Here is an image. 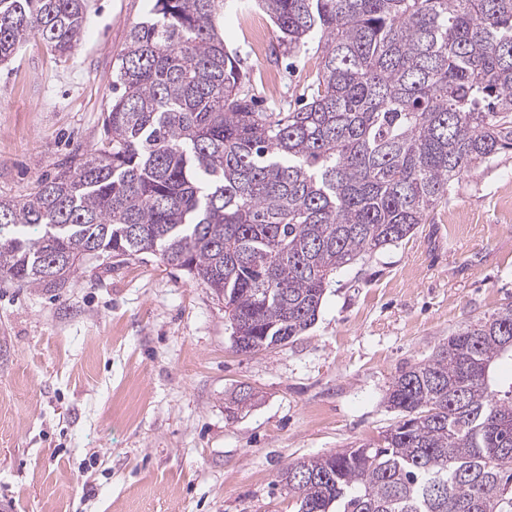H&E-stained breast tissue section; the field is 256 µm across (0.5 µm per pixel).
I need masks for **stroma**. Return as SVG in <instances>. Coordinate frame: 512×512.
<instances>
[{"mask_svg":"<svg viewBox=\"0 0 512 512\" xmlns=\"http://www.w3.org/2000/svg\"><path fill=\"white\" fill-rule=\"evenodd\" d=\"M152 0H88L66 61L31 36L0 65V199L99 145L112 69ZM260 9L224 43L261 100L297 99L314 59L260 57ZM512 302V155L479 166L413 236L333 276L315 323L242 354L212 292L158 256L98 261L61 288L0 281V504L12 512H294L298 462L380 443L400 370ZM252 390V405L230 403Z\"/></svg>","mask_w":512,"mask_h":512,"instance_id":"1","label":"stroma"}]
</instances>
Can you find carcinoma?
Instances as JSON below:
<instances>
[{
	"label": "carcinoma",
	"instance_id": "cac0c4a2",
	"mask_svg": "<svg viewBox=\"0 0 512 512\" xmlns=\"http://www.w3.org/2000/svg\"><path fill=\"white\" fill-rule=\"evenodd\" d=\"M314 51L305 104L256 107L224 0H154L117 58L100 146L0 200V279L62 287L150 253L224 302L252 351L314 323L343 267L415 233L512 153V0H244ZM87 0H0V64L38 34L65 57ZM512 302L400 371L383 445L291 462L297 512H512Z\"/></svg>",
	"mask_w": 512,
	"mask_h": 512
}]
</instances>
